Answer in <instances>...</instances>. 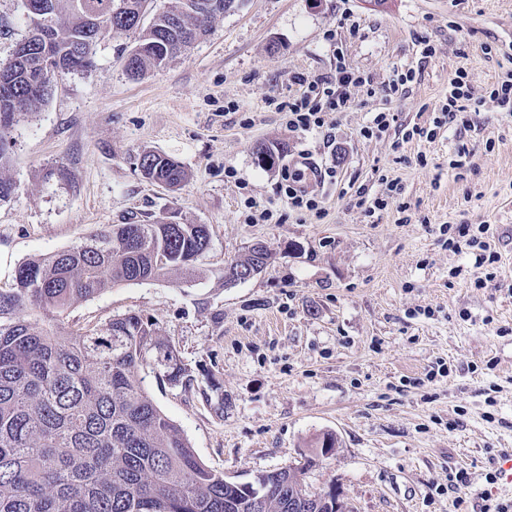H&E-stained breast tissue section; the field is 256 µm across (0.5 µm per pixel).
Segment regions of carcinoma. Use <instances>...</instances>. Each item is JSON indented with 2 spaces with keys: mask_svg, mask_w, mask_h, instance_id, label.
Segmentation results:
<instances>
[{
  "mask_svg": "<svg viewBox=\"0 0 512 512\" xmlns=\"http://www.w3.org/2000/svg\"><path fill=\"white\" fill-rule=\"evenodd\" d=\"M47 2V39L0 62V167L14 128L52 95L40 81L48 66L91 69L96 43L118 30L134 35L126 72L139 78L188 51L215 17L196 11L198 0H175L146 25L135 19L148 0ZM281 154L262 146L258 162L272 168ZM137 167L168 188L186 179L180 162L155 151L139 154ZM209 246L206 224H112L22 262L0 287V512H248L246 490L198 458L144 386L148 368L173 386L191 381L176 347L135 313L86 330L65 322L117 284L170 272L193 279ZM270 258L263 246L228 266L266 267ZM336 443L326 433L305 463L260 474L268 512H303L306 472Z\"/></svg>",
  "mask_w": 512,
  "mask_h": 512,
  "instance_id": "cac0c4a2",
  "label": "carcinoma"
}]
</instances>
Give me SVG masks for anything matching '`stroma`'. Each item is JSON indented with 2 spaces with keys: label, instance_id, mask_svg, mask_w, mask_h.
Returning a JSON list of instances; mask_svg holds the SVG:
<instances>
[{
  "label": "stroma",
  "instance_id": "obj_1",
  "mask_svg": "<svg viewBox=\"0 0 512 512\" xmlns=\"http://www.w3.org/2000/svg\"><path fill=\"white\" fill-rule=\"evenodd\" d=\"M132 45L122 31L99 40L96 69L63 76L13 130L0 168L15 185L0 205V287L20 262L103 224L208 225L194 282L115 286L68 317L77 330L135 313L178 348L194 383L150 375L145 385L205 465L249 481L299 463L332 432L336 451L306 483L338 487L352 512H480L498 501L499 460L512 451V115L491 90L512 69V0H243L139 79L124 70ZM340 55L375 95L349 87L350 107L323 129L288 131L268 99L296 96L295 74H333ZM407 69L414 80L391 93ZM459 70L478 104L470 128L403 141ZM384 109L398 126L363 137ZM461 141L471 154L450 168ZM261 146L336 166L323 216L289 211L282 169L258 164ZM148 150L179 161L186 180L145 179L137 157ZM382 174L397 200L367 213L359 199L381 191ZM248 198L278 222L248 220ZM444 224L493 225L495 279L475 287V256L444 245ZM257 242L267 269L225 287V264ZM461 470L466 484L450 485Z\"/></svg>",
  "mask_w": 512,
  "mask_h": 512
}]
</instances>
